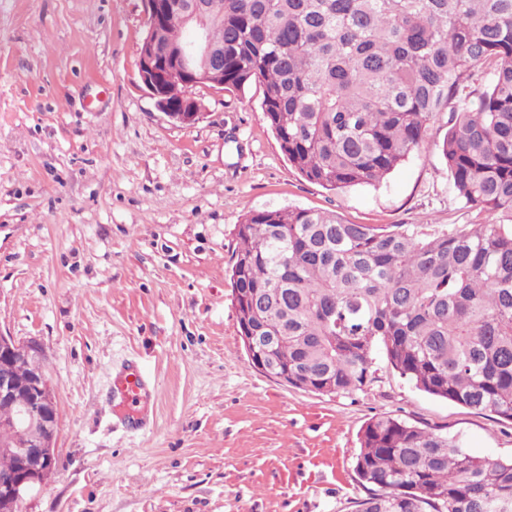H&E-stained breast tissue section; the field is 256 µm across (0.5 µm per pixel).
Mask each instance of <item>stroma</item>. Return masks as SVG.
<instances>
[{
    "mask_svg": "<svg viewBox=\"0 0 512 512\" xmlns=\"http://www.w3.org/2000/svg\"><path fill=\"white\" fill-rule=\"evenodd\" d=\"M143 0H0V330L37 340L57 402L59 466L21 512H355L362 428L392 415L468 453L512 458V425L414 388L377 357L350 395L294 388L250 363L233 305L248 212L466 229L428 143L377 185L330 191L281 152L261 89L200 88L197 123L139 76ZM154 383L140 434L103 398L126 360Z\"/></svg>",
    "mask_w": 512,
    "mask_h": 512,
    "instance_id": "35a3bbf8",
    "label": "stroma"
}]
</instances>
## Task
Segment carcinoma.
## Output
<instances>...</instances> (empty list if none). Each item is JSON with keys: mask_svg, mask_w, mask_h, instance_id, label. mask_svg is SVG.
Returning <instances> with one entry per match:
<instances>
[{"mask_svg": "<svg viewBox=\"0 0 512 512\" xmlns=\"http://www.w3.org/2000/svg\"><path fill=\"white\" fill-rule=\"evenodd\" d=\"M197 27L213 47L206 80L260 86L307 181L380 183L448 112L439 152L454 192L509 220L436 234L306 208L247 213L231 279L253 362L350 394L380 351L417 390L512 423V0H205L200 20L163 28L157 51ZM355 472L369 486L356 512H512V459L399 417L366 424Z\"/></svg>", "mask_w": 512, "mask_h": 512, "instance_id": "cac0c4a2", "label": "carcinoma"}]
</instances>
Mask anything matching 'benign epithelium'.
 <instances>
[{
    "label": "benign epithelium",
    "mask_w": 512,
    "mask_h": 512,
    "mask_svg": "<svg viewBox=\"0 0 512 512\" xmlns=\"http://www.w3.org/2000/svg\"><path fill=\"white\" fill-rule=\"evenodd\" d=\"M146 33L143 42L153 44L161 34V27L175 18L184 22L189 15L177 11L175 0H144ZM207 52V39L199 36L175 50L165 60L152 51H139L140 78L157 107L172 121L192 125L203 117V104L195 90L224 89L215 82H198L200 74L195 67L198 56ZM178 81L186 86L182 105L169 104L165 83ZM16 357L26 359L31 374L22 389L11 370ZM0 405L15 408L10 420L0 417V425L26 424L32 436L29 442L15 448L0 449L17 459L11 470L0 472V512H18L24 494L33 486L45 483L55 472V442L59 427V414L55 396L47 379L45 358L41 345L30 340L18 342L0 331Z\"/></svg>",
    "instance_id": "1"
}]
</instances>
